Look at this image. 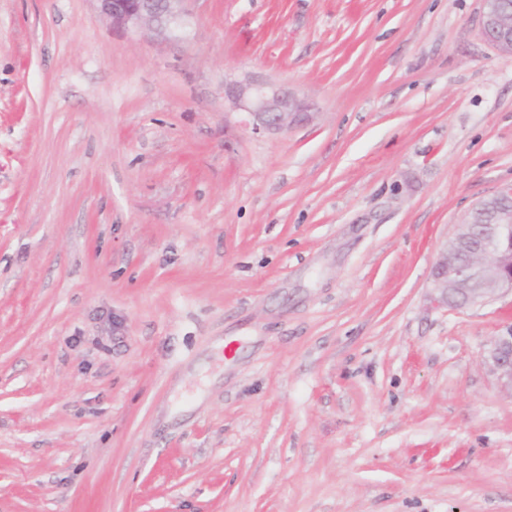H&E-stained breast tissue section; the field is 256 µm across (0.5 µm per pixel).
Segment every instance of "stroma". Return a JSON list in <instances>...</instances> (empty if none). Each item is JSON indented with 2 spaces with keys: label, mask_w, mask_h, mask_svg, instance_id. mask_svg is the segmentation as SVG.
<instances>
[{
  "label": "stroma",
  "mask_w": 512,
  "mask_h": 512,
  "mask_svg": "<svg viewBox=\"0 0 512 512\" xmlns=\"http://www.w3.org/2000/svg\"><path fill=\"white\" fill-rule=\"evenodd\" d=\"M481 0H0V512H512V292L434 307L512 183ZM250 76L312 98L254 133ZM100 11L112 21V26L123 30H137L156 24L163 32L174 16V5L182 0H95ZM488 362L502 387L512 392V324L505 325L499 335L493 337Z\"/></svg>",
  "instance_id": "obj_1"
}]
</instances>
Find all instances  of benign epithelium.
I'll return each mask as SVG.
<instances>
[{"label": "benign epithelium", "mask_w": 512, "mask_h": 512, "mask_svg": "<svg viewBox=\"0 0 512 512\" xmlns=\"http://www.w3.org/2000/svg\"><path fill=\"white\" fill-rule=\"evenodd\" d=\"M100 11L123 30L154 24L163 32L178 0H96ZM481 32L499 53L512 55V0H482ZM224 98L245 111L257 133L284 130L309 120L313 105L268 82L251 78L224 84ZM478 207L493 208V223L484 228L466 216L455 225L433 270L432 302L446 306L453 298L475 305L512 291V185L500 187ZM488 362L502 387L512 391V324L493 337Z\"/></svg>", "instance_id": "1"}]
</instances>
